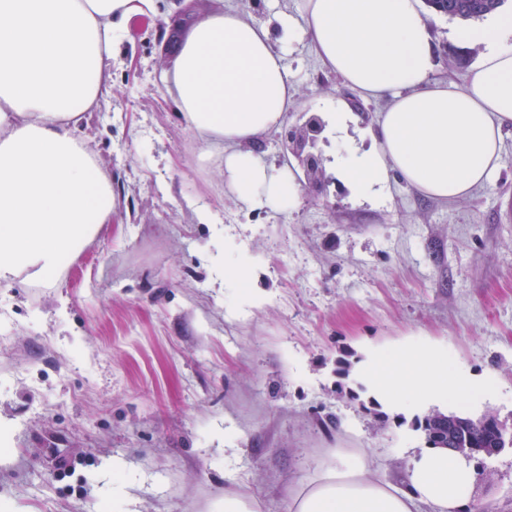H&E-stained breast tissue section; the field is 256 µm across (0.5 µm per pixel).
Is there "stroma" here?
Listing matches in <instances>:
<instances>
[{"label": "stroma", "instance_id": "stroma-1", "mask_svg": "<svg viewBox=\"0 0 512 512\" xmlns=\"http://www.w3.org/2000/svg\"><path fill=\"white\" fill-rule=\"evenodd\" d=\"M263 21L295 0H188L132 19L109 92L81 137L117 191L111 223L48 281L0 282V512H216L235 485L259 512H288L285 483L310 479L327 448H369L398 480L401 452L421 448L412 418L375 420L338 394V360L362 344L431 343L488 376L460 405L512 429V125L503 166L472 196L440 202L390 172L359 198L301 191L288 212L241 204L216 159H201L175 95L159 81L217 7ZM435 80L461 87L483 50L459 41L464 20L426 13ZM301 113L329 118L327 174L367 150L384 100L344 84L308 42L284 55ZM251 262L253 276L231 271ZM265 300L249 305L250 292ZM473 462L485 512H512V447Z\"/></svg>", "mask_w": 512, "mask_h": 512}]
</instances>
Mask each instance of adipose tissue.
Masks as SVG:
<instances>
[{
    "mask_svg": "<svg viewBox=\"0 0 512 512\" xmlns=\"http://www.w3.org/2000/svg\"><path fill=\"white\" fill-rule=\"evenodd\" d=\"M282 44L309 41L321 62L364 96L387 99L374 144L341 173L360 193L390 170L425 195L451 202L490 185L512 123V14L459 37L484 51L462 88L434 81L419 0H296ZM157 0H0V282L46 281L114 208L111 179L78 131L108 91L107 68L129 21ZM171 85L186 126L219 152L224 186L239 202L292 208L299 186L270 167L254 142L282 126L290 102L283 55L268 26L227 9L182 43ZM354 373L396 417L407 395L452 410L484 377L457 371L440 349L408 343L395 355L367 348ZM473 461L426 446L407 451L405 478L381 475L364 448H328L315 476L288 488V512H478Z\"/></svg>",
    "mask_w": 512,
    "mask_h": 512,
    "instance_id": "1",
    "label": "adipose tissue"
}]
</instances>
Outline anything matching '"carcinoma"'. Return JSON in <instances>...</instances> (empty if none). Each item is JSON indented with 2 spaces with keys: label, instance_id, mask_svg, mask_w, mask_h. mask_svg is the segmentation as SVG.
<instances>
[{
  "label": "carcinoma",
  "instance_id": "cac0c4a2",
  "mask_svg": "<svg viewBox=\"0 0 512 512\" xmlns=\"http://www.w3.org/2000/svg\"><path fill=\"white\" fill-rule=\"evenodd\" d=\"M505 0H425L429 8L437 14L450 18L471 20L484 17L504 4ZM496 419L492 413H485L479 419L458 414L434 411L416 418L415 428L420 431L429 445H442L439 435H452L458 448H505L512 446V435L507 431L497 435L479 427L485 419Z\"/></svg>",
  "mask_w": 512,
  "mask_h": 512
}]
</instances>
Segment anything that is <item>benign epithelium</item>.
Returning <instances> with one entry per match:
<instances>
[{
	"label": "benign epithelium",
	"mask_w": 512,
	"mask_h": 512,
	"mask_svg": "<svg viewBox=\"0 0 512 512\" xmlns=\"http://www.w3.org/2000/svg\"><path fill=\"white\" fill-rule=\"evenodd\" d=\"M324 127L323 119L312 114L302 123L283 126L279 138L303 171V177L297 178L298 183L316 195L326 197L336 178L326 174L322 155L317 151Z\"/></svg>",
	"instance_id": "obj_1"
}]
</instances>
